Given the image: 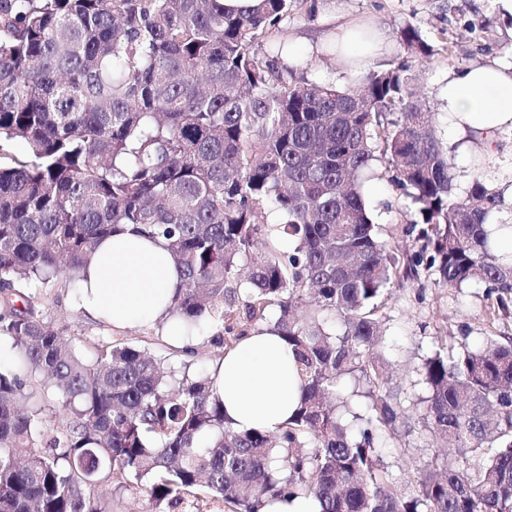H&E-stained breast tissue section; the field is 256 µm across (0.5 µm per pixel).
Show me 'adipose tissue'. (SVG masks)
Wrapping results in <instances>:
<instances>
[{"instance_id": "1", "label": "adipose tissue", "mask_w": 512, "mask_h": 512, "mask_svg": "<svg viewBox=\"0 0 512 512\" xmlns=\"http://www.w3.org/2000/svg\"><path fill=\"white\" fill-rule=\"evenodd\" d=\"M326 42L345 68L357 72L373 65L388 36L346 25ZM443 94L450 132L489 134L512 122V62L493 59L449 71ZM178 282L177 266L162 241L127 232L96 244L80 282L79 305L116 327L148 324L166 312ZM214 379L224 414L240 433L276 431L301 395L292 352L264 329L226 352Z\"/></svg>"}]
</instances>
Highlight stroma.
<instances>
[{
	"label": "stroma",
	"mask_w": 512,
	"mask_h": 512,
	"mask_svg": "<svg viewBox=\"0 0 512 512\" xmlns=\"http://www.w3.org/2000/svg\"><path fill=\"white\" fill-rule=\"evenodd\" d=\"M347 22L395 31L400 26H419L439 50L419 71L423 96L436 112H443L442 89L449 70L497 58H512V24L501 19L494 0H294L276 39L293 40L300 48L321 40ZM455 34V54L441 50L444 33ZM376 176L366 187V201L374 223L406 225L415 214L388 180L385 163L374 166ZM79 288L66 279L41 289L40 309L46 321L77 339L84 347L102 340L123 339L175 352L164 331L154 325L116 329L93 318L77 304ZM482 288L435 287L425 279L423 287L406 284L388 291L379 312L385 331L383 353L391 375L390 386L408 421L400 425L384 454V465L398 486H406L415 466L446 464L452 449L433 447L430 432L418 421L417 402L424 392L418 371L425 358L439 347L480 348L493 326L484 316Z\"/></svg>",
	"instance_id": "obj_1"
}]
</instances>
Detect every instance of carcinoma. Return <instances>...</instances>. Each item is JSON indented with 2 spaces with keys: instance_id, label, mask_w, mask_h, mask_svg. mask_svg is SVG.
<instances>
[{
  "instance_id": "1",
  "label": "carcinoma",
  "mask_w": 512,
  "mask_h": 512,
  "mask_svg": "<svg viewBox=\"0 0 512 512\" xmlns=\"http://www.w3.org/2000/svg\"><path fill=\"white\" fill-rule=\"evenodd\" d=\"M291 8L0 0V341L16 355L0 367V512H106L102 488L134 484L156 512L188 497L228 512L285 497L319 512H512V336L425 361L422 421L456 458L413 469L404 494L382 461L403 418L375 352L386 290L423 276L481 285L490 324L512 322V252L492 245L512 204L491 187L512 129L483 137L456 183L415 88L434 55L422 30L397 28L405 59L342 88L270 40ZM376 161L416 207L399 229L410 250L373 222L362 175ZM267 208L283 222L264 224ZM122 232L165 239L189 336L229 350L276 308L266 329L301 383L277 432L233 430L211 373L188 361L123 339L86 358L41 318L37 291L79 281L95 243Z\"/></svg>"
}]
</instances>
